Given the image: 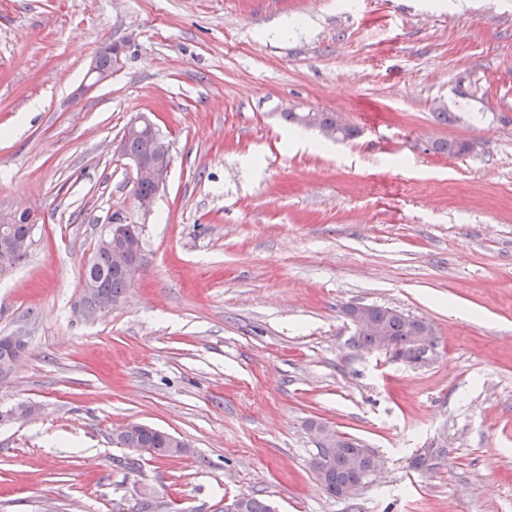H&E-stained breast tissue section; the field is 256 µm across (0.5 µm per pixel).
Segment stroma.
<instances>
[{
    "instance_id": "stroma-1",
    "label": "stroma",
    "mask_w": 512,
    "mask_h": 512,
    "mask_svg": "<svg viewBox=\"0 0 512 512\" xmlns=\"http://www.w3.org/2000/svg\"><path fill=\"white\" fill-rule=\"evenodd\" d=\"M288 112L359 134L294 150ZM140 113L170 143L147 207L117 152ZM0 209L36 216L0 273V335L27 337L0 413L41 409L0 421V512H512V0H0ZM111 224L142 265L87 320ZM352 304L436 342L358 348ZM313 420L383 461L357 498L319 485ZM129 422L190 454L115 447ZM110 50L111 46L104 48L99 52V55L92 60L87 73L88 78L92 81V86L101 84L110 79L112 73L121 66V50L117 46H114L112 51V62ZM99 61L105 68L100 65ZM305 113H313V125H311L310 121L312 119V115L309 117V122H305L302 120L301 117ZM285 118L286 120H288V122L296 126L304 125L310 127L330 128L324 131L325 136H336L338 128H344L349 126L343 135L336 138V141H345L348 139H352L357 135V130L354 127L350 126L347 122H345L343 120V117L337 116L336 118V113L334 112H288L285 113Z\"/></svg>"
}]
</instances>
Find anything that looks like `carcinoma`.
<instances>
[{
  "label": "carcinoma",
  "instance_id": "1",
  "mask_svg": "<svg viewBox=\"0 0 512 512\" xmlns=\"http://www.w3.org/2000/svg\"><path fill=\"white\" fill-rule=\"evenodd\" d=\"M127 151L145 158L160 154L161 146L153 135L129 137ZM88 276L95 292L88 298L93 304L101 299L114 304L123 301L130 282L118 268L112 250L104 241H99L96 250V262ZM372 313L378 327L400 350L409 349L410 338L408 323L403 313L388 307L375 306ZM112 443L121 448H145L150 454L169 457L174 448V436L147 425H140L126 431H114ZM330 448H319L313 459V470L323 490L330 496H336V485L355 479L372 467L378 456L359 441L351 438L343 447L336 448V439L329 440ZM240 512H274V508L264 498L248 496L240 503Z\"/></svg>",
  "mask_w": 512,
  "mask_h": 512
}]
</instances>
